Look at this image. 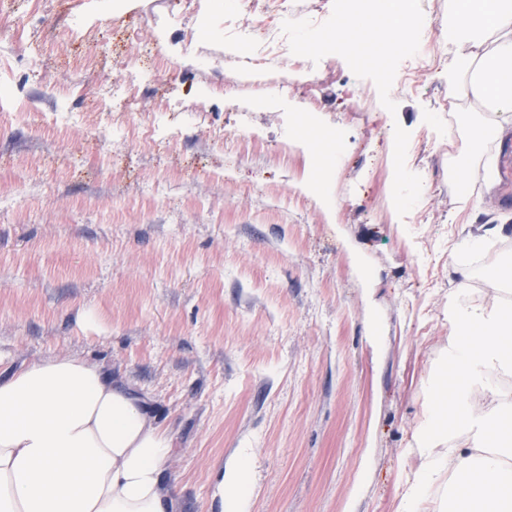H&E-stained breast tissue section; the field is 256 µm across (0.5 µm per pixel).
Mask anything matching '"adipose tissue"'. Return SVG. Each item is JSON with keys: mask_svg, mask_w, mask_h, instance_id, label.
I'll use <instances>...</instances> for the list:
<instances>
[{"mask_svg": "<svg viewBox=\"0 0 512 512\" xmlns=\"http://www.w3.org/2000/svg\"><path fill=\"white\" fill-rule=\"evenodd\" d=\"M463 35L448 73L457 95L512 112V0H453ZM456 329L446 362L424 384L415 434L419 468L403 486L405 512H512V403L493 377L512 375V310L497 296L448 301ZM484 399L473 405L472 393ZM171 433L149 399L99 366L56 356L0 379V512H175ZM250 457L222 473L219 512H247Z\"/></svg>", "mask_w": 512, "mask_h": 512, "instance_id": "adipose-tissue-1", "label": "adipose tissue"}]
</instances>
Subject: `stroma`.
I'll use <instances>...</instances> for the list:
<instances>
[{
  "label": "stroma",
  "mask_w": 512,
  "mask_h": 512,
  "mask_svg": "<svg viewBox=\"0 0 512 512\" xmlns=\"http://www.w3.org/2000/svg\"><path fill=\"white\" fill-rule=\"evenodd\" d=\"M183 1L125 0L115 15L106 0H41L35 14L7 0L0 82L17 100L0 118V375L70 355L150 394L175 439L179 512H212L215 473L244 448L248 512H397L420 464L421 383L455 334L454 257L481 237L468 285L486 290L512 257V236L490 232L512 211L506 156L486 187L474 104L438 111L443 81L422 72L405 85L409 57L387 46H369L377 69L353 56L324 25L335 0H301L282 24L324 38L340 79L282 103L294 70L224 62L246 0H191L187 13ZM414 7L427 34L412 55L433 47L454 60L448 0ZM82 16L106 53H92ZM203 23L224 38L166 56L163 79L121 103L130 133L119 136L106 87L146 44ZM228 78L234 100L204 98ZM169 98L223 140L191 131L144 145L138 130ZM57 107L89 113V125L53 126ZM242 112L264 141H235ZM291 112L314 113L335 141L294 132ZM403 177L421 186L407 205L394 196Z\"/></svg>",
  "instance_id": "stroma-1"
}]
</instances>
